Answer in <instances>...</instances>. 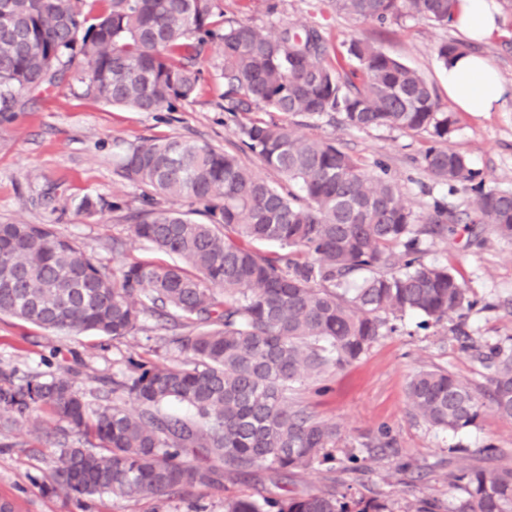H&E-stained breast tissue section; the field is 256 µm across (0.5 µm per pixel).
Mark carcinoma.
Listing matches in <instances>:
<instances>
[{
    "label": "carcinoma",
    "instance_id": "carcinoma-1",
    "mask_svg": "<svg viewBox=\"0 0 512 512\" xmlns=\"http://www.w3.org/2000/svg\"><path fill=\"white\" fill-rule=\"evenodd\" d=\"M458 0H329L340 15L379 24L419 16L452 21ZM214 42L228 112L281 115L239 125L260 163L298 186L284 192L229 152L172 136L122 148L117 174L153 195L188 198L204 221L153 208L133 225L137 240L174 259L135 262L109 273L51 224L0 223V315L48 329L93 331L114 340L135 334L146 315L173 336L186 360L130 362L112 379L113 398L94 402L71 370L48 381L0 386V415L29 420L46 412L75 440L60 443L47 488L76 499L172 496L220 488L230 475H286L333 459L335 423L290 401L297 384L358 360L396 322L417 315L437 325L470 310L457 275L428 263L422 238L457 225L489 226L512 242V191L475 182L469 159L447 146L454 120L433 86L369 41L348 54L359 70L326 61L315 25L272 34L224 18L216 0H0V122L26 91L65 80L80 93L139 112L173 111L193 97L196 62ZM471 52L437 47L441 63ZM338 114L352 129L427 133L425 170L454 190L471 185L472 211L433 202L421 216L387 169L370 175L331 142L298 134L288 117ZM105 207L85 196L89 216ZM257 243H274L266 254ZM462 349L490 370L479 389L445 369L420 370L407 384L414 414L458 434L491 405L512 419V347L482 343L461 326ZM177 403L191 414L166 411ZM205 454L196 464L189 455ZM458 495L448 512H512V468L450 469ZM224 512H386L372 499L333 491L288 498L224 499Z\"/></svg>",
    "mask_w": 512,
    "mask_h": 512
}]
</instances>
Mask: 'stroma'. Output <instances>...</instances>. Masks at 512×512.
Returning <instances> with one entry per match:
<instances>
[{"label": "stroma", "mask_w": 512, "mask_h": 512, "mask_svg": "<svg viewBox=\"0 0 512 512\" xmlns=\"http://www.w3.org/2000/svg\"><path fill=\"white\" fill-rule=\"evenodd\" d=\"M277 11H269L270 2ZM226 18L252 22L267 30L311 23L323 32L329 62L347 63L351 41L368 40L387 55L420 73L431 83L443 108L449 109L454 129L450 149L467 156L485 184L512 190V98L493 112H460L448 98V86L436 48L460 39L452 26L418 17L380 25L337 14L328 0H218ZM506 33L473 44L486 57L502 83L512 87V9L503 10ZM202 71L197 94L172 112H138L82 96L61 83L24 94L11 121L0 124V223L51 224L109 271H119L136 260H161V253L133 237L135 215L146 210L144 189L116 173L121 145L178 136L236 154L241 162L268 182L279 175L262 167L240 141L242 112L224 109V80L217 47L207 46L199 60ZM297 131L306 137L336 142L365 171L384 164L404 201L426 214L440 199L454 210L472 206L470 191H449L425 170L422 156L431 145L427 134L409 135L380 127L358 131L337 117H294ZM68 199L66 210L44 202L47 194ZM120 202L117 211L89 217L78 210L83 196ZM482 241L470 243L466 233L444 240H424L428 262L453 269L476 307L464 317L473 338L489 343L512 337V242L492 230ZM142 331L120 340H106L92 332L66 334L0 316V371L13 382L34 375L46 381L63 369H74L75 384L83 390L126 372L133 360L154 359L167 335L156 319L143 322ZM450 321L423 327L418 317L406 318L400 332L380 337L353 365L329 374L323 383L308 382L293 396L296 404L319 418L340 425L342 441L335 461L296 471L266 482L272 495L286 498L331 490L376 498L389 512H414L422 499L451 502L449 468L512 467V420L485 408L476 427L458 435L446 434L415 418L406 398L409 378L423 369L443 368L473 386L489 385V373L463 352L450 331ZM388 434L394 444L380 453L372 443ZM61 433L53 424L33 432L30 425L0 428V500L13 502L15 512H224V500L254 493L253 482L231 476L223 487H199L176 498L115 499L94 496L76 503L64 494L46 490L45 483L58 452ZM494 444L495 458L478 450ZM353 448L358 463L344 452ZM408 462L412 471L400 473Z\"/></svg>", "instance_id": "stroma-1"}]
</instances>
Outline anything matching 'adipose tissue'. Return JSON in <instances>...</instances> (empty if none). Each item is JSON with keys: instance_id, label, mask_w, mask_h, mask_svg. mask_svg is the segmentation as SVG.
Returning a JSON list of instances; mask_svg holds the SVG:
<instances>
[{"instance_id": "ef3b65f1", "label": "adipose tissue", "mask_w": 512, "mask_h": 512, "mask_svg": "<svg viewBox=\"0 0 512 512\" xmlns=\"http://www.w3.org/2000/svg\"><path fill=\"white\" fill-rule=\"evenodd\" d=\"M452 25L472 40L489 39L503 32L496 0H460ZM445 74L449 98L465 112L496 110L511 92L491 63L473 53L457 57L446 67Z\"/></svg>"}]
</instances>
